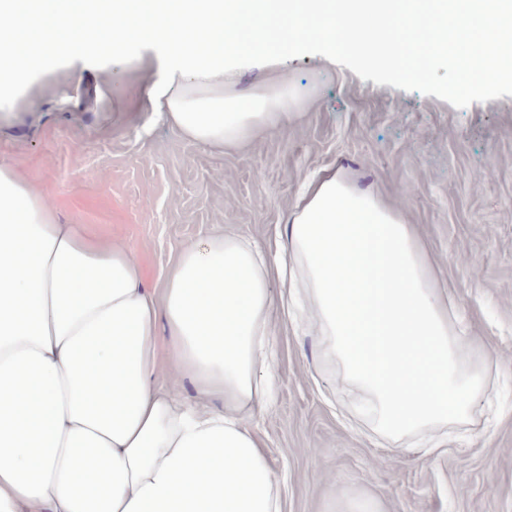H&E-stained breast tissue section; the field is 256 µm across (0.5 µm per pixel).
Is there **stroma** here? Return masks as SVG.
<instances>
[{
  "label": "stroma",
  "mask_w": 512,
  "mask_h": 512,
  "mask_svg": "<svg viewBox=\"0 0 512 512\" xmlns=\"http://www.w3.org/2000/svg\"><path fill=\"white\" fill-rule=\"evenodd\" d=\"M138 60L88 61L60 94L66 67L20 90L0 119V161L40 193L60 223L128 249L147 287H161L185 246L235 233L274 249L302 189L340 170L399 210L456 291L474 335L512 374V86L451 97L456 68L406 83L310 47L276 68L232 64L247 94L270 79L302 100L288 125L245 144L205 149L167 125L148 101L157 50ZM276 407L254 427L280 478L285 512H343L348 499L381 512H512V405L431 456L422 443L388 448L360 420L335 378L319 371L317 337L274 323Z\"/></svg>",
  "instance_id": "stroma-1"
}]
</instances>
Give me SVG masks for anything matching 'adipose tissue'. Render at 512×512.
<instances>
[{
	"instance_id": "adipose-tissue-1",
	"label": "adipose tissue",
	"mask_w": 512,
	"mask_h": 512,
	"mask_svg": "<svg viewBox=\"0 0 512 512\" xmlns=\"http://www.w3.org/2000/svg\"><path fill=\"white\" fill-rule=\"evenodd\" d=\"M0 0V111L47 67L159 44L148 96L184 137L234 146L287 124L296 94L240 96L239 59L309 46L412 83L467 68L457 96L512 84V0ZM286 245L185 247L146 287L122 246L59 223L0 162V512H284L250 424L273 403L272 317L309 324L321 368L394 447L474 425L497 358L467 335L410 225L350 176L310 183ZM279 294H272V282ZM189 378L192 397L170 382Z\"/></svg>"
}]
</instances>
